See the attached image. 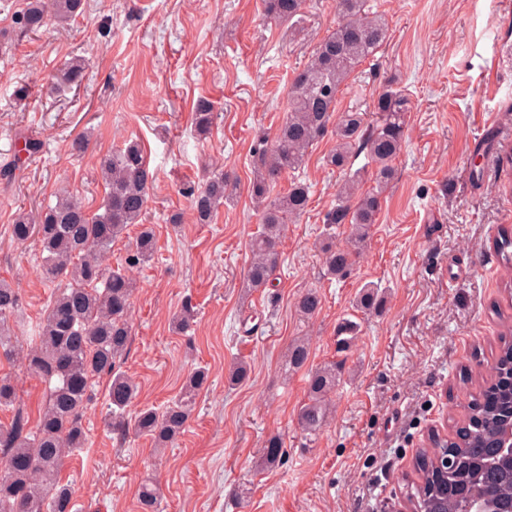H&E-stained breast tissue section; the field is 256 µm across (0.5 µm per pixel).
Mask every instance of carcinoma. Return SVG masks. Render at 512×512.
Wrapping results in <instances>:
<instances>
[{
	"label": "carcinoma",
	"mask_w": 512,
	"mask_h": 512,
	"mask_svg": "<svg viewBox=\"0 0 512 512\" xmlns=\"http://www.w3.org/2000/svg\"><path fill=\"white\" fill-rule=\"evenodd\" d=\"M265 17L280 22L301 15L305 0H262ZM340 20L316 45L308 62L298 70L289 91L288 115L274 140L258 148L261 168L251 186V197L260 214V230L249 244L247 287L273 286L279 261L277 246L289 223L308 206L310 186L298 181L282 195L271 196L277 179L300 169L310 148L328 132L336 137L335 149L326 165L337 169L362 152L374 163L376 186L363 192L359 182L345 180L336 206L325 216V224L350 225L343 247L324 249V267L331 276H343L360 253L372 224L376 223L381 196L395 179L392 165L404 138V112L408 99L402 90L388 85L377 97L372 118L357 111L337 112L342 86L387 41L384 15L371 12L368 0H337ZM83 9V0H28L15 13L13 24L24 33H35L53 19L65 23ZM85 60L64 61L57 84L71 88L84 79ZM199 136L210 133L215 120L214 104L205 97L192 108ZM98 166L107 197L102 212L91 214L83 202L68 194L33 219L18 216L11 236L18 243L34 238L41 245L40 272L47 281L64 277L67 287L52 299L40 322L38 336L28 349L13 341L9 319L22 306L21 296L0 281V353L18 359L26 371L49 382L46 403L35 429L21 413L11 422L0 423V512H73L67 485L60 481L66 461L84 447L87 432L83 416L92 400V381L109 380L112 430L126 434V409L136 398L137 385L120 363L128 351L131 326L128 320L136 280L125 269L105 264L112 243L132 224L141 225L134 250L126 258L129 267L153 259L157 241L150 225L143 223L153 175L145 153L137 142L99 158ZM237 181L226 174L210 178L205 187L191 194V208L198 224H209L218 208L233 200ZM502 261L512 264V233L500 234L494 243ZM385 293L378 285L365 284L354 300L361 312H376L384 306ZM321 298L310 289L296 303L297 310L313 315ZM504 327L489 378L469 394L467 414L452 436H435L433 446L422 449L415 460L416 479L406 484L405 496L414 512H468L482 505L489 512L512 502V318L498 313ZM357 324L347 321L337 339L340 352L356 339ZM307 338H296L285 355V366L304 367L309 358ZM338 365L325 364L309 374L308 394L298 409L297 420L309 437L327 425L330 394L336 389ZM208 371L198 368L183 385L179 398L158 411L140 410L134 430L152 439L159 448L172 443L185 429L198 392L207 384ZM17 384L0 376V408L16 404ZM287 457L283 439L274 435L256 464L262 471L282 464ZM160 489L147 477L139 486L143 512H157Z\"/></svg>",
	"instance_id": "carcinoma-1"
}]
</instances>
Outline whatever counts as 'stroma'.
<instances>
[{"label":"stroma","mask_w":512,"mask_h":512,"mask_svg":"<svg viewBox=\"0 0 512 512\" xmlns=\"http://www.w3.org/2000/svg\"><path fill=\"white\" fill-rule=\"evenodd\" d=\"M9 2L0 10V166L18 169L14 181L0 179V280L22 297L16 336L32 342L54 290L39 274V242L11 237L18 213L40 212L64 190L97 211L98 156L136 140L153 174L145 221L157 254L131 270L138 288L121 369L139 391L128 416L163 409L192 371L209 372L185 431L160 450L150 437L108 428L109 382L94 380L88 443L62 472L75 512H142L137 490L148 476L161 490L159 512H404L417 452L463 418L473 389L465 372L492 364L494 309L512 303V273L493 247L501 229L512 230V166L502 159L512 148V67L500 87L484 82L499 43L512 38L503 0H373L389 37L341 90L338 109L369 112L386 85L404 90L395 179L356 263L344 277L327 276L324 216L347 174L365 190L375 174L362 154L348 171L326 166L333 135L315 144L304 167L276 183L279 193L310 184V201L278 246L276 288L263 292L245 283L260 222L249 191L258 143L273 139L295 71L335 29L336 0H306L301 16L282 24L264 18L262 0H85L69 25L33 34L12 23L26 0ZM73 55L87 61L80 87L53 89L52 74ZM19 85L28 88L22 101L13 96ZM200 97L217 113L204 139L191 112ZM491 116L495 134L483 129ZM82 135L89 145L78 154L71 143ZM29 140L40 142L37 152H24ZM220 173L236 179L237 194L212 223H195L186 190ZM347 234L337 227L331 241L344 244ZM370 281L388 293L376 314L353 305ZM310 289L321 305L306 317L296 301ZM187 303L196 319L174 333L170 318ZM346 320L359 334L341 353L336 332ZM299 336L310 339L308 367L342 365L333 418L313 439L297 422L308 368L288 373L282 363ZM240 361L251 373L234 386L228 373ZM6 373L19 401L0 409V422L18 411L37 420L45 384L0 357ZM273 435L287 460L257 470Z\"/></svg>","instance_id":"1"}]
</instances>
